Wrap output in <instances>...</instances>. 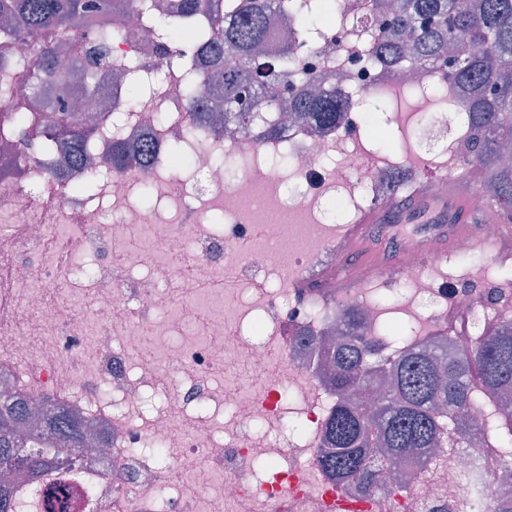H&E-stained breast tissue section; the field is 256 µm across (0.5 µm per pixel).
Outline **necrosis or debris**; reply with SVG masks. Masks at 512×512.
I'll return each instance as SVG.
<instances>
[{
  "label": "necrosis or debris",
  "instance_id": "necrosis-or-debris-1",
  "mask_svg": "<svg viewBox=\"0 0 512 512\" xmlns=\"http://www.w3.org/2000/svg\"><path fill=\"white\" fill-rule=\"evenodd\" d=\"M341 15L298 66L341 77L351 96L377 98L417 83V113L437 133L400 156L372 151L367 113L333 130L284 123L230 134L189 125L180 70L150 101L130 99L118 76L155 45L154 26L128 5L112 38V64L93 78L73 118L90 129L88 153L103 158L97 188L77 185L66 139L35 155L22 175L0 179V393L32 401L53 395L93 431L107 456L85 455L61 484H29L31 497L66 512H497L512 496V458H499L480 488L399 468L379 494L344 489L316 465L333 403L302 346L357 312L360 335L383 338L386 315L420 340L472 339L512 327V272H493L501 227L444 252L437 235L381 227L405 244L401 271L380 263L365 287L300 288L314 269L336 267V235L419 172L442 174L470 159L469 112L436 99L446 84L432 69H387ZM125 116L111 129L100 101ZM154 148L149 166L117 170L113 140ZM150 189L154 201L135 203ZM400 296L393 310L377 295Z\"/></svg>",
  "mask_w": 512,
  "mask_h": 512
}]
</instances>
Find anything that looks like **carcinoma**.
<instances>
[{
  "instance_id": "obj_1",
  "label": "carcinoma",
  "mask_w": 512,
  "mask_h": 512,
  "mask_svg": "<svg viewBox=\"0 0 512 512\" xmlns=\"http://www.w3.org/2000/svg\"><path fill=\"white\" fill-rule=\"evenodd\" d=\"M174 9L178 21L160 22L161 39L171 41L179 30L196 24L198 0H183ZM367 12L354 11L357 22L371 32L369 56L387 68L431 67L448 88L464 97L474 137L470 164L484 172L483 183L493 200L512 212V164L500 156L502 140L512 139V0H370ZM288 6L286 0H207L213 29L200 27V69L184 59L188 74L189 119L205 117L197 107L210 98L224 105V123L249 134L259 120L267 129L288 112L322 127L343 123L353 107L351 96L336 81L315 73L299 75L288 46L273 58L267 53L266 18ZM124 0H0V16L10 25L0 29V66L13 64L12 45L33 44L29 93L38 101L41 84L53 74L60 51L87 43L78 58L83 72H93L111 57L112 14ZM163 67L141 61L126 72L137 95L148 93ZM70 108L58 107L59 122L28 128L18 116L20 150L29 154L51 149L60 135L73 143L74 158L90 164L84 142L90 130L70 122ZM149 150L133 153L112 143V166L148 163ZM336 347H317L318 365L332 367L329 380L336 404L324 427V446L317 464L330 481L359 488L384 486L377 477L392 473L395 461L415 459L429 472L455 476L456 458L480 434L491 438L502 453L512 455V424L488 417L475 427L461 414L479 399L495 400L512 393V334L508 328L485 333L448 355V343L410 346L384 353L379 346L356 344V322ZM67 445L59 461L45 448H29L25 437L39 440L42 432ZM84 423L63 405L46 398L36 405L26 399L0 400V512H19L27 491L9 481L28 472L46 483L58 480L73 460L87 450Z\"/></svg>"
}]
</instances>
